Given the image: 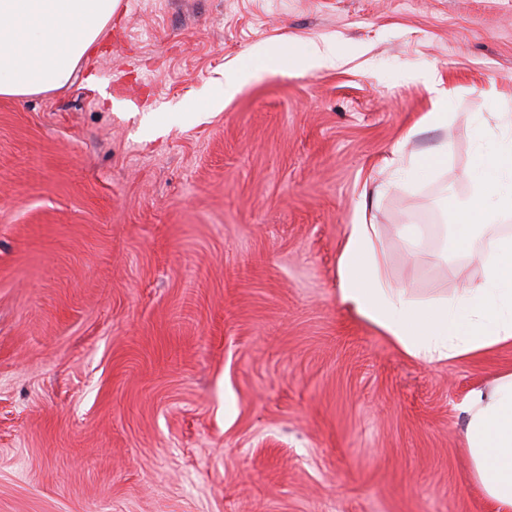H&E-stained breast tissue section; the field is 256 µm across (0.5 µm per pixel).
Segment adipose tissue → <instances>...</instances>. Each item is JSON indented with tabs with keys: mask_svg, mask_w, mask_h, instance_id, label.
Segmentation results:
<instances>
[{
	"mask_svg": "<svg viewBox=\"0 0 512 512\" xmlns=\"http://www.w3.org/2000/svg\"><path fill=\"white\" fill-rule=\"evenodd\" d=\"M119 0H0V95L62 87ZM468 199L450 217L451 239L482 267L456 295L413 297L393 286L378 225L367 210L348 225L339 259L340 301L405 356L425 363L512 344V234L489 227L512 211V141L479 143ZM464 448L471 477L496 512H512V372L466 396Z\"/></svg>",
	"mask_w": 512,
	"mask_h": 512,
	"instance_id": "obj_1",
	"label": "adipose tissue"
}]
</instances>
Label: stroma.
Wrapping results in <instances>:
<instances>
[{
	"mask_svg": "<svg viewBox=\"0 0 512 512\" xmlns=\"http://www.w3.org/2000/svg\"><path fill=\"white\" fill-rule=\"evenodd\" d=\"M500 112L512 0H120L62 88L0 96V512H491L462 404L512 347L409 359L337 288L362 203L394 285L480 278L448 205ZM336 54L334 50L327 44H318L313 42L301 63L302 67L307 70H318L328 66H332L335 62ZM447 155L448 153L444 148L436 149L425 155L422 160L414 159L410 161V164L406 169H396L392 175H400V173H405L409 178L418 180L423 172L429 168L445 163L447 161Z\"/></svg>",
	"mask_w": 512,
	"mask_h": 512,
	"instance_id": "35a3bbf8",
	"label": "stroma"
}]
</instances>
